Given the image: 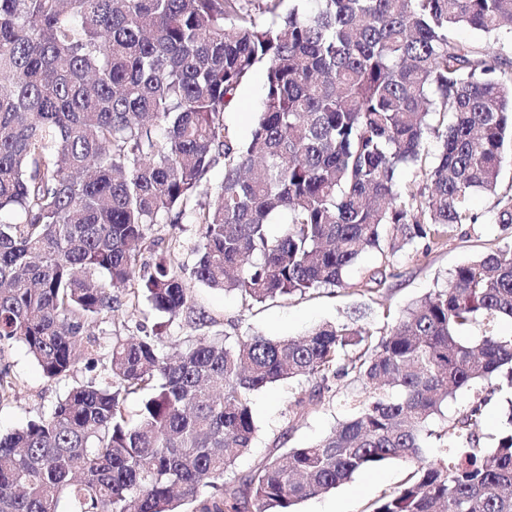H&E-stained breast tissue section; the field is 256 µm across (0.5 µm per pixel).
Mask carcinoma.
I'll return each instance as SVG.
<instances>
[{
    "instance_id": "1",
    "label": "carcinoma",
    "mask_w": 512,
    "mask_h": 512,
    "mask_svg": "<svg viewBox=\"0 0 512 512\" xmlns=\"http://www.w3.org/2000/svg\"><path fill=\"white\" fill-rule=\"evenodd\" d=\"M259 67L262 109L242 140L224 115ZM221 157L191 279L256 303L344 287L367 251L428 255L479 223L477 192L512 231V194L498 193L512 164V0H0V215L20 216L0 220V351L20 342L57 379L97 352L99 316L143 297L214 323L194 308L180 240L150 273L138 264L151 227L179 221ZM406 167L421 180L402 182ZM387 277L382 264L361 292ZM366 317L298 340L200 337L173 358L156 336L116 340L107 385L0 435V512H59L66 494L74 512H294L391 460L414 469L371 512H512V408L492 448L480 403L430 428L465 386L512 389V334L462 336L512 320V247L457 267L386 334ZM285 379L312 381L296 416L346 382L354 412L232 477L256 432L252 394ZM16 388L1 368L0 401ZM432 437L457 442L454 456L424 457Z\"/></svg>"
}]
</instances>
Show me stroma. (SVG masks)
I'll return each instance as SVG.
<instances>
[{
    "label": "stroma",
    "instance_id": "35a3bbf8",
    "mask_svg": "<svg viewBox=\"0 0 512 512\" xmlns=\"http://www.w3.org/2000/svg\"><path fill=\"white\" fill-rule=\"evenodd\" d=\"M263 74L255 72L239 92L238 105L226 115V122L238 138H248L261 107ZM224 180V164L211 166L203 181V193L187 204L183 219L176 224L155 225L150 235L160 244L176 238L184 243L186 265H193V246L200 239L196 215L215 201V191ZM512 245V234L500 231L495 224H466L458 228L446 245L421 254L407 248L389 258L379 253H364L347 273V288L320 287L288 298H277L262 304H248L235 291L224 292L192 283L193 298L198 310L211 317L208 327L198 329L185 317L170 318L156 311L148 301L136 308L120 307L112 316L100 317L94 331L101 347L94 358L80 359L69 376L46 378L22 344L16 343L0 352V368L8 367L19 389L15 397L0 402V432L8 433L24 427L28 421L49 414L72 388L93 381L104 384V367L115 339H125L143 332L160 331L163 349L175 353L201 336H265L272 339L298 338L316 325L344 318L354 307L369 306L367 325L377 332L387 331L402 313L429 292L446 287L454 269L486 253ZM388 261L395 275L387 279L377 294L352 292L353 284ZM309 386L305 380H283L255 392L251 408L257 431L250 451L239 457L235 475L248 474L270 451L313 443L324 437L346 417L350 408L343 399L325 397L318 410L304 417L293 415L294 400ZM484 401L487 424L483 430L484 446H492L503 429L505 413L512 406V391H492L481 383L460 390L444 413L454 418L472 403ZM410 470L409 463L392 461L359 472L344 485L309 498L296 506V512H325L338 504L343 512H365L383 493L395 490Z\"/></svg>",
    "mask_w": 512,
    "mask_h": 512
}]
</instances>
